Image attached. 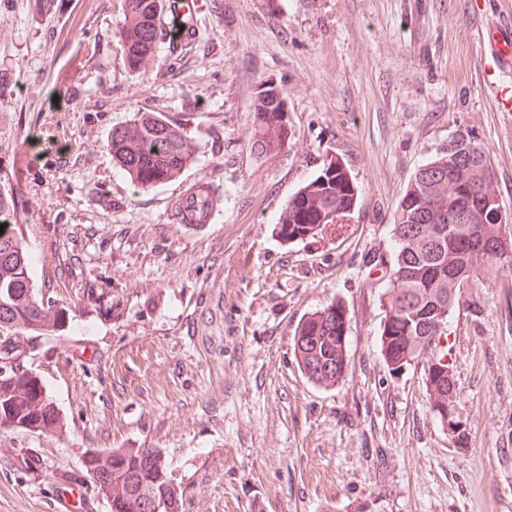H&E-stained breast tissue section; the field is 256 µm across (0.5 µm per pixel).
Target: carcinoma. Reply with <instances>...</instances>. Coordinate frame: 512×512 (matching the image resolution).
I'll return each mask as SVG.
<instances>
[{"instance_id": "1", "label": "carcinoma", "mask_w": 512, "mask_h": 512, "mask_svg": "<svg viewBox=\"0 0 512 512\" xmlns=\"http://www.w3.org/2000/svg\"><path fill=\"white\" fill-rule=\"evenodd\" d=\"M165 0H124L121 41L125 61L134 71L154 55L160 38L158 20ZM282 99L267 89L252 103L256 129L254 147L266 156L288 144ZM107 147L115 164L142 188L178 177L193 160L190 142L181 128L154 112H142L129 124L112 129ZM485 150L472 139L443 149L421 166L397 207L393 231L397 244L382 295L381 348L384 360L398 370L418 358L428 359L427 390L432 410L441 412L455 390L448 365L434 357L439 327L448 322L463 287L458 267L467 268L472 287L490 265L512 278V234L497 223L500 209L494 173L480 167ZM202 213L211 212L220 195L208 186L190 196ZM358 203L357 188L348 169L328 163L301 187L281 212L275 230L284 242L316 239L336 230L339 220ZM17 208L15 196L0 193V349L18 359L8 385L0 382V429L57 434L64 419L56 410L40 377L24 367L22 357L34 342L66 325V309L55 310L51 297L35 289L33 261L23 247L21 225L5 222ZM467 210L466 224L454 217ZM489 245L497 254L481 253ZM345 308L337 301L305 316L294 329V356L314 385L333 386L347 368ZM444 371L435 372L437 365ZM108 481L95 485L109 512H142L140 504L154 499L162 512H179L176 488L157 448H112Z\"/></svg>"}]
</instances>
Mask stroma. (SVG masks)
Wrapping results in <instances>:
<instances>
[{
	"label": "stroma",
	"mask_w": 512,
	"mask_h": 512,
	"mask_svg": "<svg viewBox=\"0 0 512 512\" xmlns=\"http://www.w3.org/2000/svg\"><path fill=\"white\" fill-rule=\"evenodd\" d=\"M195 2L191 40L160 39L134 73L123 0H0V192L18 197L35 287L73 317L24 360L66 429L0 431V512H109L90 481L60 482L109 448L160 449L181 512H512L503 274L466 291L438 352L464 437L432 410L424 364L392 373L380 344L393 214L454 133L489 154L512 216V112L494 103L497 58L478 39L512 0ZM266 81L285 93L288 145L260 158ZM140 112L195 146L178 179L149 189L107 148ZM330 157L358 189L347 224L282 242V210ZM206 181L223 193L209 222L178 223L173 199ZM334 300L348 366L321 388L293 332Z\"/></svg>",
	"instance_id": "obj_1"
}]
</instances>
